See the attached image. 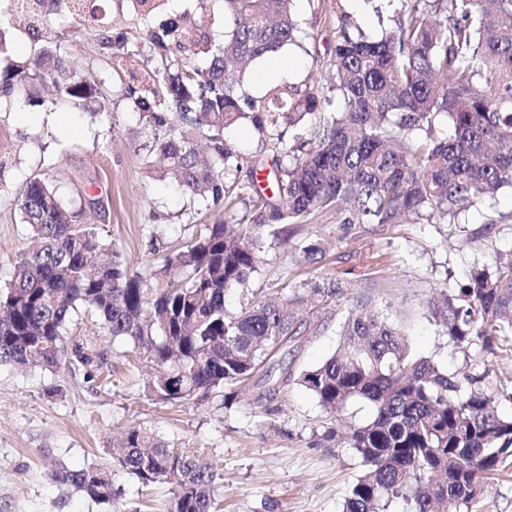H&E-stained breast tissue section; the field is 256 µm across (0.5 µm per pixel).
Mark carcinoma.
<instances>
[{"instance_id": "carcinoma-1", "label": "carcinoma", "mask_w": 512, "mask_h": 512, "mask_svg": "<svg viewBox=\"0 0 512 512\" xmlns=\"http://www.w3.org/2000/svg\"><path fill=\"white\" fill-rule=\"evenodd\" d=\"M0 0V18L24 19L37 54L0 72V96L33 106L90 109L99 82L71 64L51 34L50 11L92 22L112 75L139 113L159 177L207 211L247 203L237 224H204L149 274L128 270L86 207L66 205L45 179L29 176L16 197L31 227L29 250L0 287V364L18 369L101 368L106 352L67 342L73 312L97 314L112 340H125L156 366L146 392L179 405L197 393L244 384L265 369L268 390L294 381L324 414L352 420L344 443L361 474L343 512H474L487 481L512 464V415L483 385L482 348L512 358V251L493 268L475 267L453 288L426 299L432 321L463 354L450 373L420 355L401 326L365 297L346 309L335 351L294 374L272 359L307 334L304 310L330 312L355 267L320 277L319 237L296 247L298 272L271 295L248 288L264 240L288 248L290 224L334 212L342 224L385 229L404 217L453 218L465 204L512 187V0H402L395 27L369 39L337 18L331 78L301 87L277 76L259 96L244 80L255 60L296 45L305 34L293 0H222L224 39L183 23L153 24L169 0H120L137 28L122 45L88 0ZM310 118L306 132L286 130ZM247 121L275 149L268 191L227 137ZM443 126L450 133L439 136ZM248 169L249 182L240 181ZM238 292L239 308L226 306ZM182 394H173L170 384ZM369 410L355 424L356 406ZM113 461L141 485H175L172 512H213L221 477L205 455L174 450L140 426L126 429ZM99 503L116 494L112 469L52 472Z\"/></svg>"}]
</instances>
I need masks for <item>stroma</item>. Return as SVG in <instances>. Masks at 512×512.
Here are the masks:
<instances>
[{
  "label": "stroma",
  "mask_w": 512,
  "mask_h": 512,
  "mask_svg": "<svg viewBox=\"0 0 512 512\" xmlns=\"http://www.w3.org/2000/svg\"><path fill=\"white\" fill-rule=\"evenodd\" d=\"M295 12L309 36L290 56L294 82L324 84L336 45V17L315 12L310 0H296ZM67 58L86 74L105 75L103 51L94 29L79 20L54 25ZM100 112L72 105L0 109V286L26 249L30 228L14 199L32 174L45 178L69 202L99 199L102 213L88 212L130 270L147 273L169 250L186 244L202 225L241 220L215 207L202 214L154 176L144 160L148 136L118 86L105 84ZM320 236L329 243L322 267L356 251L383 250L395 257L387 271L368 272L339 299L318 330L302 336L294 350L277 356L293 371L318 364L336 347V329L354 295H372L388 307L413 344L448 371L463 356L440 336L425 305L434 288L453 287L474 266H494L498 253L512 249V191L501 190L462 211L456 223L433 218L374 226L338 224L333 213L294 227L293 243ZM250 286L274 292L290 278L292 255L273 242L259 254ZM72 338L108 351L100 373L25 372L0 365V512H169L174 487L145 488L113 469L112 502L96 503L59 485L56 465L85 469L112 459V444L129 425L145 427L175 449L204 453L221 476L218 512H343L349 489L360 474L351 449L323 441L326 419L316 399L291 384L273 396L249 384L232 403L217 393L198 394L178 406L159 404L144 392L150 364L122 340L105 335L96 314L78 309L69 325Z\"/></svg>",
  "instance_id": "1"
}]
</instances>
